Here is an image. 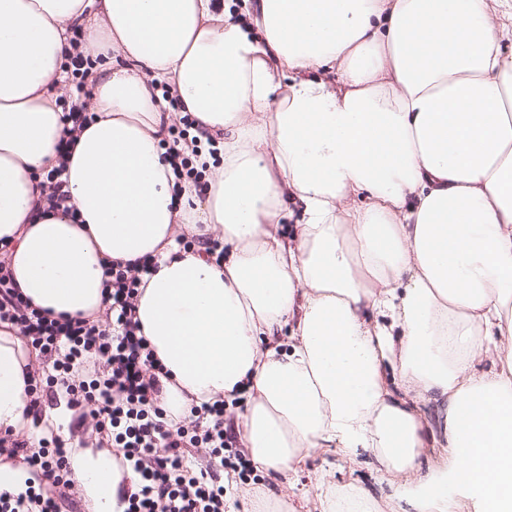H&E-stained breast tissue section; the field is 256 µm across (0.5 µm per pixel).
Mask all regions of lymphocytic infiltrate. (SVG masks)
Listing matches in <instances>:
<instances>
[{
    "label": "lymphocytic infiltrate",
    "instance_id": "lymphocytic-infiltrate-1",
    "mask_svg": "<svg viewBox=\"0 0 512 512\" xmlns=\"http://www.w3.org/2000/svg\"><path fill=\"white\" fill-rule=\"evenodd\" d=\"M110 288L103 316L50 318L22 297L0 261V321L15 328L52 368L72 406L87 409L100 439L111 443L119 466H130L137 489L125 512H224V486L208 470L189 465L196 449H209L220 467L239 475L253 472L249 458L224 431V405L191 407L190 420L168 424L156 395L159 384L148 341L135 316L140 272L114 263L106 270ZM0 462L44 471L48 493H0V512H60L59 497L72 480L59 438L38 447L0 438Z\"/></svg>",
    "mask_w": 512,
    "mask_h": 512
}]
</instances>
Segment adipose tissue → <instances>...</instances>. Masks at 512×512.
I'll use <instances>...</instances> for the list:
<instances>
[{
    "instance_id": "adipose-tissue-1",
    "label": "adipose tissue",
    "mask_w": 512,
    "mask_h": 512,
    "mask_svg": "<svg viewBox=\"0 0 512 512\" xmlns=\"http://www.w3.org/2000/svg\"><path fill=\"white\" fill-rule=\"evenodd\" d=\"M78 30L75 131L59 98ZM511 35L512 0H0V257L30 304L72 317L103 309L112 262L150 259L135 307L162 406L239 404L260 473L368 450L418 478L411 512H512ZM185 115L196 140L169 148ZM177 153L202 184L177 182ZM61 164L70 213L40 207ZM200 233L219 249L186 244ZM30 365L0 328V430L65 434V409L31 407ZM433 400L447 453L426 466ZM67 457L124 512L111 459ZM317 498L378 512L352 484Z\"/></svg>"
}]
</instances>
